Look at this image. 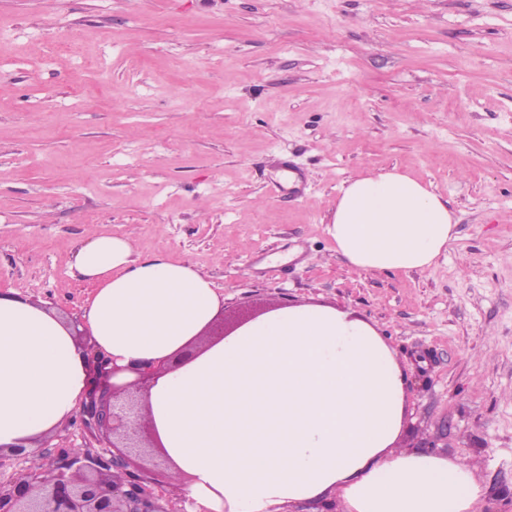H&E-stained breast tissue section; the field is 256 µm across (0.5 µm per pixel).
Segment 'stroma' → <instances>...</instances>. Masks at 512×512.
<instances>
[{
    "mask_svg": "<svg viewBox=\"0 0 512 512\" xmlns=\"http://www.w3.org/2000/svg\"><path fill=\"white\" fill-rule=\"evenodd\" d=\"M0 293L82 320L88 234L209 275L226 327L285 304L374 326L400 444L512 512V0H0ZM397 170L457 237L363 272L327 224Z\"/></svg>",
    "mask_w": 512,
    "mask_h": 512,
    "instance_id": "obj_1",
    "label": "stroma"
}]
</instances>
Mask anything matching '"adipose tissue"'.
<instances>
[{
    "label": "adipose tissue",
    "instance_id": "1",
    "mask_svg": "<svg viewBox=\"0 0 512 512\" xmlns=\"http://www.w3.org/2000/svg\"><path fill=\"white\" fill-rule=\"evenodd\" d=\"M358 270L432 267L455 238L440 196L387 171L350 181L327 226ZM94 288L84 318L120 366L199 353L160 374L147 395L157 445L190 475V512H285L338 503L342 512H481L469 461L395 444L405 376L369 323L320 304H295L202 342L220 311L197 268L141 257L125 238L90 234L75 255ZM87 350L41 304L0 295V450L40 442L75 418L87 392Z\"/></svg>",
    "mask_w": 512,
    "mask_h": 512
}]
</instances>
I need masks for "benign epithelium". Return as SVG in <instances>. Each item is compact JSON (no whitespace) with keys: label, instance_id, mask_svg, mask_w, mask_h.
Instances as JSON below:
<instances>
[{"label":"benign epithelium","instance_id":"obj_1","mask_svg":"<svg viewBox=\"0 0 512 512\" xmlns=\"http://www.w3.org/2000/svg\"><path fill=\"white\" fill-rule=\"evenodd\" d=\"M186 349L168 362L141 361L125 368L135 378L111 383L125 370L110 366L102 352L88 355V393L80 426L98 438L102 452L60 451L46 467L0 482V512H174L171 501L152 486L151 471L131 468V456L156 447L146 398L158 373L193 358Z\"/></svg>","mask_w":512,"mask_h":512}]
</instances>
